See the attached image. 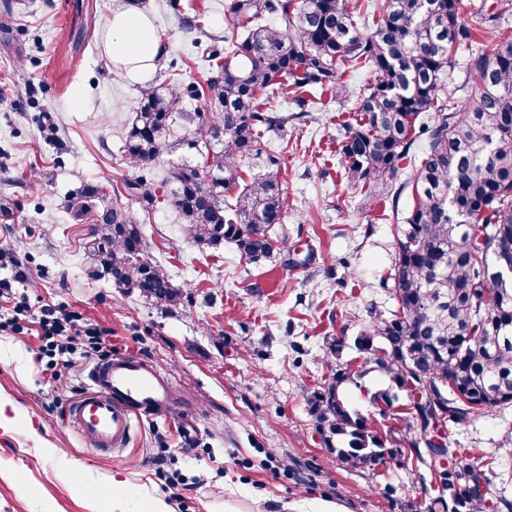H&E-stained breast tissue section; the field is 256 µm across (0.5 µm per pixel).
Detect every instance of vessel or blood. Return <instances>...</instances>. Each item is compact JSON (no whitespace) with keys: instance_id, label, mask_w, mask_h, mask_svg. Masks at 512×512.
Instances as JSON below:
<instances>
[{"instance_id":"1","label":"vessel or blood","mask_w":512,"mask_h":512,"mask_svg":"<svg viewBox=\"0 0 512 512\" xmlns=\"http://www.w3.org/2000/svg\"><path fill=\"white\" fill-rule=\"evenodd\" d=\"M173 383L136 354L89 366L87 387L68 412L80 436L103 454L122 453L140 419L170 409Z\"/></svg>"}]
</instances>
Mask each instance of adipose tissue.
<instances>
[{
	"mask_svg": "<svg viewBox=\"0 0 512 512\" xmlns=\"http://www.w3.org/2000/svg\"><path fill=\"white\" fill-rule=\"evenodd\" d=\"M107 55L115 68L144 77L159 63L161 39L151 17L143 12H113L106 36Z\"/></svg>",
	"mask_w": 512,
	"mask_h": 512,
	"instance_id": "obj_1",
	"label": "adipose tissue"
}]
</instances>
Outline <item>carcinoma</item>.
I'll return each mask as SVG.
<instances>
[{"label":"carcinoma","instance_id":"cac0c4a2","mask_svg":"<svg viewBox=\"0 0 512 512\" xmlns=\"http://www.w3.org/2000/svg\"><path fill=\"white\" fill-rule=\"evenodd\" d=\"M361 2L229 0L233 32L206 79L214 111H183L185 96L200 95L195 85L144 90L126 158L150 168L177 146L173 121L188 123L187 146L202 164L168 171L171 206L199 247L228 241L251 260L268 257L287 205L283 159L264 153V136L287 135L288 123L310 112L313 92L333 96L344 73L369 66L373 80L356 98L355 122L341 124L338 156L350 186L370 202L412 190L387 277L397 309L374 316L353 342L388 379L371 404L395 425L382 437L372 415L348 404L343 388L357 372L341 363L311 399L315 429L351 467L403 457L428 467L437 486L424 512H512V500L493 493L488 463L451 447L445 432L512 406V271L494 259L512 255V125L502 121L512 113V36L482 43L464 19L476 11L496 32L512 22V3L382 0L368 29L359 26ZM461 50L475 88L464 99L444 83ZM278 92L291 95V111L275 104ZM421 137L420 152L411 153ZM254 165L259 172L245 174ZM124 188L152 204L147 179ZM70 207L90 224V277L109 275L162 306L181 301L120 195L110 200L90 183ZM402 395L404 408L389 413Z\"/></svg>","mask_w":512,"mask_h":512}]
</instances>
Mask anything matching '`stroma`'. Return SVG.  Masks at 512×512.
Returning <instances> with one entry per match:
<instances>
[{"mask_svg": "<svg viewBox=\"0 0 512 512\" xmlns=\"http://www.w3.org/2000/svg\"><path fill=\"white\" fill-rule=\"evenodd\" d=\"M226 2L206 0L198 31L170 0H146L165 52L141 80L120 75L106 53L112 13L127 0H0V205L10 211L0 246L19 261L0 269L12 285L0 297V323L20 324L0 330V393L28 411L38 432H0V512H134L157 500L166 512H284L319 502L343 512H410L425 499L414 465L352 470L336 461L310 414L311 396L337 361L364 363L351 346L332 356L331 340L357 336L370 310L396 308L382 282L396 215L411 208L412 195L367 203L348 188L336 156L369 66L346 75L342 94L315 99L289 142L264 140L284 162L287 214L273 236L287 239V250L250 260L231 243L198 247L165 199L167 170L199 159L182 146L152 171L154 204L123 199L153 258L182 289L181 305L87 275L88 227L71 198L89 182L119 188L138 177L124 142L143 89L203 82L210 51L223 49L233 29ZM21 303L28 311L19 317ZM48 306L106 329L113 353L157 365L190 411L142 419L121 454L98 455L67 420L89 362L55 375L58 357L38 324ZM448 437L468 457L491 456L495 489L512 497V408L451 427ZM42 440L55 457L42 452ZM116 480L126 494L114 492Z\"/></svg>", "mask_w": 512, "mask_h": 512, "instance_id": "35a3bbf8", "label": "stroma"}]
</instances>
